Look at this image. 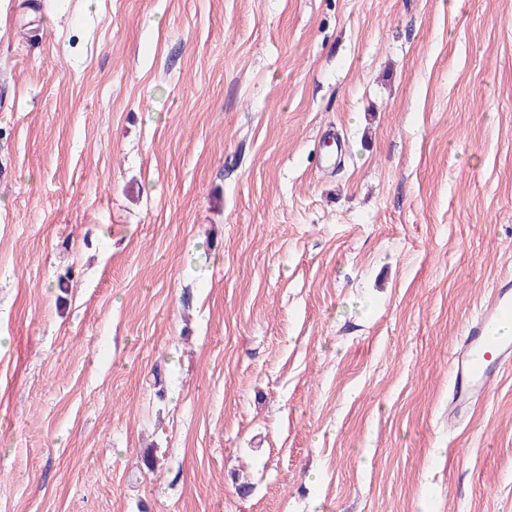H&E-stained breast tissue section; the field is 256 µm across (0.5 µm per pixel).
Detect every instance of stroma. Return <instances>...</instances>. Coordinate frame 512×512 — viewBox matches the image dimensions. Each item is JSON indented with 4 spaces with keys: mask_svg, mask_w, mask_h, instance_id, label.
Masks as SVG:
<instances>
[{
    "mask_svg": "<svg viewBox=\"0 0 512 512\" xmlns=\"http://www.w3.org/2000/svg\"><path fill=\"white\" fill-rule=\"evenodd\" d=\"M507 271L512 0H0V512H512ZM512 323V276L502 275L490 289L477 315L468 320L451 364L448 424L463 422L481 403L489 386L512 366V341L501 339L495 327Z\"/></svg>",
    "mask_w": 512,
    "mask_h": 512,
    "instance_id": "1",
    "label": "stroma"
}]
</instances>
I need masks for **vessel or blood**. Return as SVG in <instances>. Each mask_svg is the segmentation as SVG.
I'll return each mask as SVG.
<instances>
[{"instance_id": "vessel-or-blood-1", "label": "vessel or blood", "mask_w": 512, "mask_h": 512, "mask_svg": "<svg viewBox=\"0 0 512 512\" xmlns=\"http://www.w3.org/2000/svg\"><path fill=\"white\" fill-rule=\"evenodd\" d=\"M512 322V276L497 278L477 315L468 320L451 364L448 421L463 422L481 403L489 386L512 368V341L501 339L497 325Z\"/></svg>"}]
</instances>
